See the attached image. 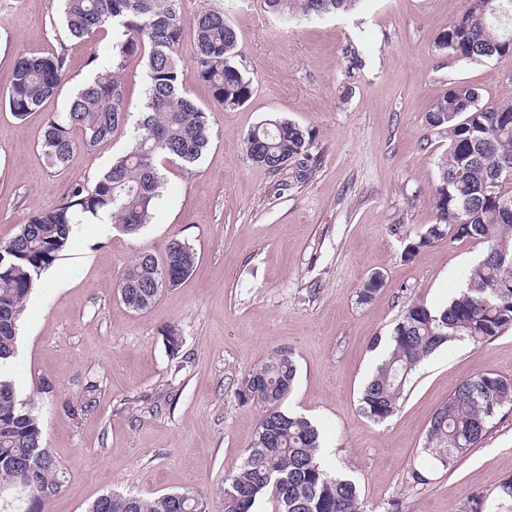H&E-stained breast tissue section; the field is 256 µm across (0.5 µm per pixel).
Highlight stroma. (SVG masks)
Segmentation results:
<instances>
[{"mask_svg": "<svg viewBox=\"0 0 512 512\" xmlns=\"http://www.w3.org/2000/svg\"><path fill=\"white\" fill-rule=\"evenodd\" d=\"M467 0H357L326 18L282 23L264 0H181V83L207 112L212 142L193 172L159 159L165 177L150 224L137 235L85 220L32 290L19 322L11 374L36 404L53 456L67 476L52 512H86L110 490L152 499L203 491L218 506L224 478L254 441L259 405L238 384L274 350L298 372L286 400L319 430L321 459L358 484L366 512H458L467 498L512 478V409L453 469L422 446L435 410L465 379H512V331L456 341L423 359L400 407L374 422L361 391L387 337L411 302L439 310L463 288L484 246L445 235L415 257L409 237L436 223L433 196L446 134L425 116L451 83L483 104L512 102V56L483 62L438 52L435 41ZM60 0H0V95L24 54L64 53L69 81L41 111L16 119L0 98V244L28 217L54 208L127 149L135 118L93 149L51 169L41 153L46 122L107 65L111 33L79 41L60 21ZM223 10L239 42L237 64L253 93L239 109L217 105L191 56L192 20ZM279 117L314 133L317 171L293 183L252 163L244 134ZM188 241L198 263L147 310L121 302L117 285L139 251ZM384 285L360 302L372 274ZM183 338L170 356L163 331ZM52 379L53 395L39 391ZM94 410L75 414L89 382Z\"/></svg>", "mask_w": 512, "mask_h": 512, "instance_id": "obj_1", "label": "stroma"}]
</instances>
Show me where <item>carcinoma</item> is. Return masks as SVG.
Wrapping results in <instances>:
<instances>
[{
  "label": "carcinoma",
  "mask_w": 512,
  "mask_h": 512,
  "mask_svg": "<svg viewBox=\"0 0 512 512\" xmlns=\"http://www.w3.org/2000/svg\"><path fill=\"white\" fill-rule=\"evenodd\" d=\"M63 25L75 39H91L112 25L109 68L71 97L66 112L48 120L40 144L48 165L59 171L73 152L92 149L125 123L128 104L120 74L137 58L148 79L137 129L127 150L86 184L72 186L53 209L38 211L18 233L0 245V512H49L66 487L43 434L36 409L19 400L10 376L17 354L18 323L42 273L68 248L79 218L107 217L128 235L151 222L165 185L157 160L162 157L191 171L211 144L207 113L182 88L178 48L184 29L180 0H63ZM272 15L290 21L345 12L355 0H264ZM198 78L216 104L243 106L252 82L236 64L238 35L212 9L193 20ZM441 51L468 61L512 54V0H468L464 12L437 37ZM66 81L62 54L21 55L13 63L6 104L22 119L41 109ZM432 129L448 135L438 162L434 192L438 222L409 240L410 257L447 231L485 245L467 274L466 287L448 305L432 311L406 305L387 338V347L360 398L363 413L381 422L397 410L416 365L454 341H489L512 330V103L482 105L473 86L454 82L427 112ZM248 158L272 172L285 168L303 183L314 173V136L295 123L272 117L243 138ZM196 252L171 239L161 254L139 253L118 283L124 305L144 311L166 288L192 274ZM383 287L371 275L359 291L367 303ZM297 367L291 353L268 356L241 382L235 394L263 409L255 439L240 466L224 480L221 512H253L269 495L280 512H364L356 482L325 466L318 457L321 439L307 418L285 408ZM512 407V380L484 372L462 381L436 410L422 452L451 469L487 434L492 420ZM88 512H209L206 497L184 491L144 499L107 492Z\"/></svg>",
  "instance_id": "obj_1"
}]
</instances>
